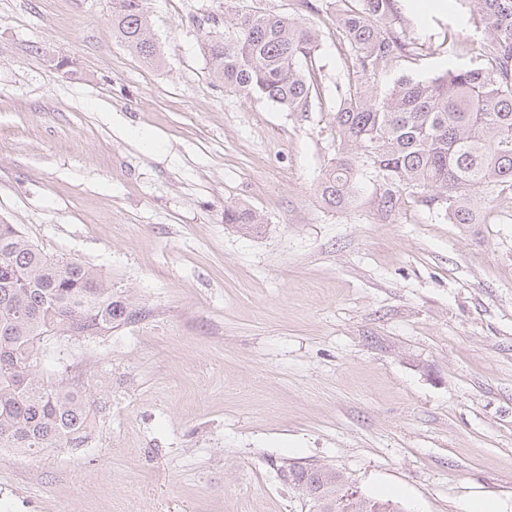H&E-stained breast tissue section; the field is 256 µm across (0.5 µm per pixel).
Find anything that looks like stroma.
Here are the masks:
<instances>
[{
    "label": "stroma",
    "mask_w": 512,
    "mask_h": 512,
    "mask_svg": "<svg viewBox=\"0 0 512 512\" xmlns=\"http://www.w3.org/2000/svg\"><path fill=\"white\" fill-rule=\"evenodd\" d=\"M418 2L430 33L474 36L459 0ZM146 9L153 62L112 0H0V221L135 310L45 342L39 373L99 404L82 447L0 452V512H313L292 465L406 512H512V199L480 224L388 215L367 174L328 207L331 113L225 91L203 51L224 0ZM319 30L327 101L348 53ZM224 221L226 224H235V227L246 233L265 224L263 216L256 210L235 203L224 205Z\"/></svg>",
    "instance_id": "obj_1"
}]
</instances>
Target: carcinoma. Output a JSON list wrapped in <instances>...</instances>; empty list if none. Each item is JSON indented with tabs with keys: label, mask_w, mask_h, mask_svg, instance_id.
<instances>
[{
	"label": "carcinoma",
	"mask_w": 512,
	"mask_h": 512,
	"mask_svg": "<svg viewBox=\"0 0 512 512\" xmlns=\"http://www.w3.org/2000/svg\"><path fill=\"white\" fill-rule=\"evenodd\" d=\"M460 2L475 16L478 65L421 78L408 64L422 56L426 36L401 0H322L351 62L337 86L336 158L318 186L325 203L352 204L366 170L375 174L382 211H398L412 197L453 224L478 223L512 192V0ZM223 24L207 32L204 52L226 91L288 112L311 111L321 98L311 19L224 0ZM112 30L138 56L156 57L143 0H112ZM224 223L249 233L264 218L230 203ZM133 316L112 278L50 257L17 225L0 223V448L34 457L84 445L93 392L41 377L40 346L97 334ZM288 479L315 512H404L389 500L345 497L348 478L331 468L294 466Z\"/></svg>",
	"instance_id": "carcinoma-1"
}]
</instances>
